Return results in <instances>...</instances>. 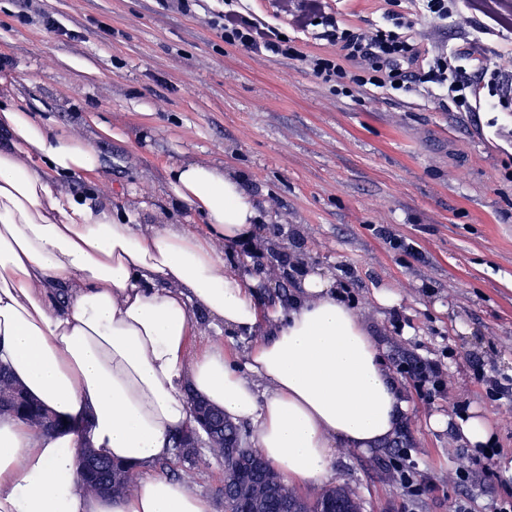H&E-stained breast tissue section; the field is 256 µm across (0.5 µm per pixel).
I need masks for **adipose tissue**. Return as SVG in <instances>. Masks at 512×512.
Returning a JSON list of instances; mask_svg holds the SVG:
<instances>
[{"mask_svg":"<svg viewBox=\"0 0 512 512\" xmlns=\"http://www.w3.org/2000/svg\"><path fill=\"white\" fill-rule=\"evenodd\" d=\"M0 127L10 134L0 146V363L66 423L48 435L0 420V512H210L159 467L193 425L195 396L249 423L255 448L293 483L326 480L336 444L372 448L395 434L408 404L330 274L308 272L279 321L225 268L218 244L258 232L232 173L194 162L172 171L203 232L140 226L62 188V177L98 168L82 140L15 103L0 107ZM196 309L216 334L256 337L244 365L223 346L194 348ZM86 444L143 472L137 491L89 493L78 474Z\"/></svg>","mask_w":512,"mask_h":512,"instance_id":"1","label":"adipose tissue"}]
</instances>
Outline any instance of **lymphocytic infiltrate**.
I'll use <instances>...</instances> for the list:
<instances>
[{"label":"lymphocytic infiltrate","mask_w":512,"mask_h":512,"mask_svg":"<svg viewBox=\"0 0 512 512\" xmlns=\"http://www.w3.org/2000/svg\"><path fill=\"white\" fill-rule=\"evenodd\" d=\"M239 0H224V10L212 13L209 23L219 31L225 44L257 55L285 59L298 58L299 52L278 31L261 22L252 13L239 10ZM325 39L340 48L337 57L313 59L315 75L324 82L347 76L357 86L384 88L398 85L407 89L431 83L446 90L458 107L469 111L481 105L477 80L464 76L449 79L453 59L445 53L430 54L410 32L375 28L354 33L331 27Z\"/></svg>","instance_id":"lymphocytic-infiltrate-1"}]
</instances>
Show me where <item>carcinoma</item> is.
Listing matches in <instances>:
<instances>
[{
	"label": "carcinoma",
	"instance_id": "obj_1",
	"mask_svg": "<svg viewBox=\"0 0 512 512\" xmlns=\"http://www.w3.org/2000/svg\"><path fill=\"white\" fill-rule=\"evenodd\" d=\"M47 417L48 412L0 365V419H20L45 432L63 427L59 418L54 416L48 423ZM244 445L241 430L231 422L224 424V435L208 439V453L224 461V512H321L329 502L336 504L339 512H364L362 498L344 486L303 495L272 469L257 476L241 474L227 448L239 446L243 456L253 459ZM82 457L90 461V466L79 475L90 490L112 497L128 496L137 490V470L133 466L114 462L92 448L84 449Z\"/></svg>",
	"mask_w": 512,
	"mask_h": 512
}]
</instances>
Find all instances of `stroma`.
Returning a JSON list of instances; mask_svg holds the SVG:
<instances>
[{
  "label": "stroma",
  "mask_w": 512,
  "mask_h": 512,
  "mask_svg": "<svg viewBox=\"0 0 512 512\" xmlns=\"http://www.w3.org/2000/svg\"><path fill=\"white\" fill-rule=\"evenodd\" d=\"M294 41L302 59L256 55L224 43L209 23L216 0L181 14L167 0H0V100L79 136L95 151L93 176L62 180L72 194L111 202L134 224L204 219L178 201L170 170L189 162L229 169L262 214L259 237L277 246L282 291L259 286L265 309H288L303 270L346 288L409 403L394 437L337 449L330 485L355 491L365 512H496L512 493L499 461L512 459V112L458 110L428 93L323 83L304 59L336 47L318 28H293L275 0H243ZM350 28L409 21L425 46L458 56L467 72L512 61V27L458 4L447 19L421 0H326ZM53 18L47 27L45 18ZM414 246L394 248L390 237ZM396 294L380 305L379 290ZM442 370L419 390L410 365ZM485 415L495 453L464 443L455 418ZM449 422L430 425L433 416ZM407 455L420 491L404 494L393 461ZM471 463L467 479L458 468ZM191 485L224 512V466L199 449Z\"/></svg>",
  "instance_id": "1"
}]
</instances>
